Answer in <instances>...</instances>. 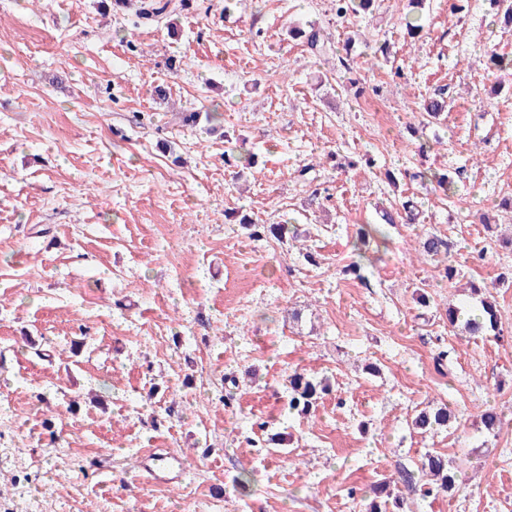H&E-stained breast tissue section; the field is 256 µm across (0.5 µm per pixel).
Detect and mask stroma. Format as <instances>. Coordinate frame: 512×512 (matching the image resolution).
<instances>
[{"label": "stroma", "mask_w": 512, "mask_h": 512, "mask_svg": "<svg viewBox=\"0 0 512 512\" xmlns=\"http://www.w3.org/2000/svg\"><path fill=\"white\" fill-rule=\"evenodd\" d=\"M451 2L190 0L148 22L0 0V512H363L402 470L403 512H512V71L488 60L512 24ZM408 198L417 223H384ZM470 281L494 284L501 335L449 327ZM296 371L330 382L306 416ZM441 406L448 427L413 428ZM157 449L185 479L145 482ZM429 454L451 492L423 496Z\"/></svg>", "instance_id": "35a3bbf8"}]
</instances>
